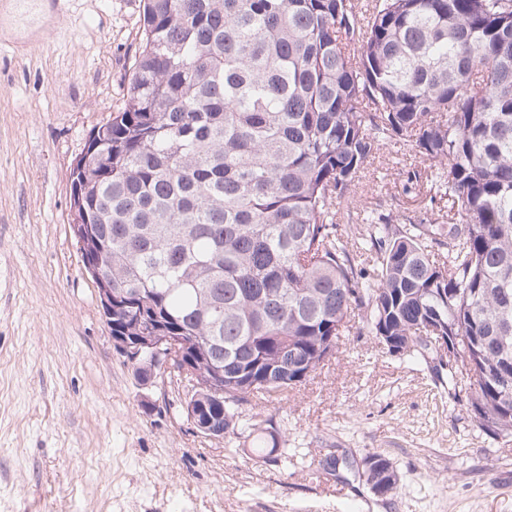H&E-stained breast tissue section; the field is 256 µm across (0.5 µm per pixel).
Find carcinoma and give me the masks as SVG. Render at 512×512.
<instances>
[{
    "instance_id": "1",
    "label": "carcinoma",
    "mask_w": 512,
    "mask_h": 512,
    "mask_svg": "<svg viewBox=\"0 0 512 512\" xmlns=\"http://www.w3.org/2000/svg\"><path fill=\"white\" fill-rule=\"evenodd\" d=\"M122 108L92 129L71 180L112 271L114 336H180L184 403L248 455L288 454L244 418L336 355L356 315L387 353L476 336L448 390L512 435V0H144ZM414 219L362 206L376 155ZM362 210L352 236L342 215ZM223 364L216 395L194 375ZM370 489L399 490L382 454ZM412 167H424V163L399 145H389L380 151L370 167L368 186L364 189L362 203L369 207L380 204L383 208L393 211H405L408 216L416 219L421 216L422 205L418 198H411L403 192L402 184L397 179L398 170ZM367 177V178H368Z\"/></svg>"
}]
</instances>
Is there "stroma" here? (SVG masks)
I'll return each instance as SVG.
<instances>
[{
    "label": "stroma",
    "instance_id": "stroma-1",
    "mask_svg": "<svg viewBox=\"0 0 512 512\" xmlns=\"http://www.w3.org/2000/svg\"><path fill=\"white\" fill-rule=\"evenodd\" d=\"M18 3L0 0V512H512V435L485 433L361 324L281 403L243 405L285 436L274 465L196 433L176 384H143L69 229L70 173L123 103L142 0H37L25 23ZM420 164L381 150L364 205L419 217L397 172ZM372 452L400 493L370 491Z\"/></svg>",
    "mask_w": 512,
    "mask_h": 512
}]
</instances>
